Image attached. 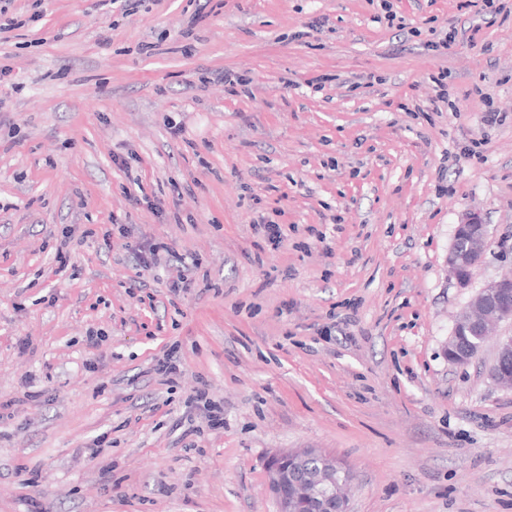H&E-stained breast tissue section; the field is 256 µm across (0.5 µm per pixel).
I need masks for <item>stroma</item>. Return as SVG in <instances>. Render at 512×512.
Segmentation results:
<instances>
[{
    "label": "stroma",
    "mask_w": 512,
    "mask_h": 512,
    "mask_svg": "<svg viewBox=\"0 0 512 512\" xmlns=\"http://www.w3.org/2000/svg\"><path fill=\"white\" fill-rule=\"evenodd\" d=\"M498 5L210 0L197 22L199 0H0L19 21L0 31V512H276L267 460L290 448L351 469L350 512H512L496 339L446 354L512 273ZM472 211L489 237L463 286L448 253ZM158 238L173 255L141 280L133 250Z\"/></svg>",
    "instance_id": "1"
}]
</instances>
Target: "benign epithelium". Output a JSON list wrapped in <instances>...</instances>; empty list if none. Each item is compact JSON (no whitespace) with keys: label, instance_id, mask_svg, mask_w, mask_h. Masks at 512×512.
I'll use <instances>...</instances> for the list:
<instances>
[{"label":"benign epithelium","instance_id":"1","mask_svg":"<svg viewBox=\"0 0 512 512\" xmlns=\"http://www.w3.org/2000/svg\"><path fill=\"white\" fill-rule=\"evenodd\" d=\"M488 225L480 215L468 214L455 226L453 244L448 254V270L466 285L471 270L484 254ZM512 321V275L504 274L489 282L475 294L456 316L452 336L461 325H468L478 336L464 357L449 358L454 364L470 362L492 335L494 326ZM491 376L505 389H512V371L495 360ZM268 490L275 500L277 512H348V499L343 489L336 488V459L316 448L301 451H278L267 462Z\"/></svg>","mask_w":512,"mask_h":512}]
</instances>
